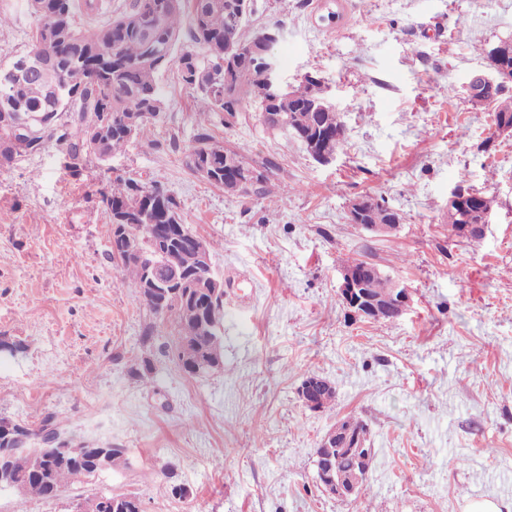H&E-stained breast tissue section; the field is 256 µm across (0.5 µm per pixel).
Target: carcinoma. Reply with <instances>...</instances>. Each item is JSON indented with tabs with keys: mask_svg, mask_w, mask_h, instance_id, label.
<instances>
[{
	"mask_svg": "<svg viewBox=\"0 0 512 512\" xmlns=\"http://www.w3.org/2000/svg\"><path fill=\"white\" fill-rule=\"evenodd\" d=\"M37 14L32 32V50L25 55L38 69L34 79L18 83L13 97L0 99V160L11 161L44 148L55 141L68 159L75 176L82 174L86 158L107 161L128 142L145 136L164 110L159 74L169 66L178 68L182 82L194 91V112L198 126L194 144L188 149L187 166L210 184L237 199L265 197L274 193L278 166L271 160L249 161L240 152L214 141L210 127L219 119L231 125L233 117L249 104L257 105L262 123L270 130L286 127L293 132L310 157L334 156L344 146L346 129L336 109L315 111L311 104L325 97L322 81L306 73L296 85L277 92L265 82L262 57L253 50L260 32L246 34L244 23L250 6L243 0H128L123 10L106 21L105 0H26ZM189 15L188 36L196 46L175 54L180 40L183 15ZM68 43L66 55H42L45 39ZM170 44L168 61H147L155 45ZM505 50L499 61L512 68V38L500 39L484 50L486 58ZM496 104V126L512 125V94L496 92L485 98ZM23 119L32 126L31 137L22 145L8 139V125ZM252 172L251 182L241 186L237 175ZM460 202L448 206V231L459 235L470 227L469 239L483 236L478 216L470 208L471 195H478L477 207L492 211L493 199L470 187L457 186ZM109 217L112 261L120 282L136 288L151 315L170 322L175 334L165 345L167 353L187 374L223 367L220 337L224 300L207 292H179L156 297L144 288L148 267L163 264L151 238L169 242L174 265L186 276L196 273L198 235L182 223L180 202L158 186H145L133 178L118 179L112 190L101 195ZM143 217L153 224L149 235L119 234L116 225L136 224ZM403 215L376 204L368 210L367 224H400ZM367 267L362 292L379 304L395 300V280L379 265L355 259L345 270ZM341 428L369 443L368 425L355 417L339 420ZM333 443L316 448V466L330 464L340 471L358 468L353 454L336 448L337 431L329 432ZM121 448H88L79 445L66 452L52 453L45 447L26 453L0 452V470L9 474L11 488L19 496L54 498L83 477L110 470L123 462ZM90 512H141L138 496L100 493L85 497Z\"/></svg>",
	"mask_w": 512,
	"mask_h": 512,
	"instance_id": "cac0c4a2",
	"label": "carcinoma"
}]
</instances>
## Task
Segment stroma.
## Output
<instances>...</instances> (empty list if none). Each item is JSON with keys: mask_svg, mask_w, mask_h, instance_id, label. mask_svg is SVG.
Segmentation results:
<instances>
[{"mask_svg": "<svg viewBox=\"0 0 512 512\" xmlns=\"http://www.w3.org/2000/svg\"><path fill=\"white\" fill-rule=\"evenodd\" d=\"M0 67L32 49L24 0H0ZM282 31L280 72L321 77L347 130L327 164L269 131L255 107L216 141L274 161L284 185L248 203L193 173V92L177 67L148 137L80 176L54 143L0 163V418L63 420L72 443L115 447L125 464L59 497L0 512H68L72 500L131 493L143 512H465L512 503V130L466 86L488 72L481 45L512 36V0H252L248 31ZM118 177L160 183L184 223L212 242L224 278L223 368L190 375L161 353L137 289L118 283L101 194ZM493 198L482 239L448 233L459 184ZM384 198L404 217L385 236L351 224L348 205ZM405 285L398 320L360 318L340 296L352 259ZM155 325L153 343L142 341ZM154 371L139 377L144 360ZM336 399L305 407L308 373ZM369 427L365 490L317 486L315 450L337 421ZM171 476H164V468ZM184 495L173 494V486Z\"/></svg>", "mask_w": 512, "mask_h": 512, "instance_id": "35a3bbf8", "label": "stroma"}]
</instances>
